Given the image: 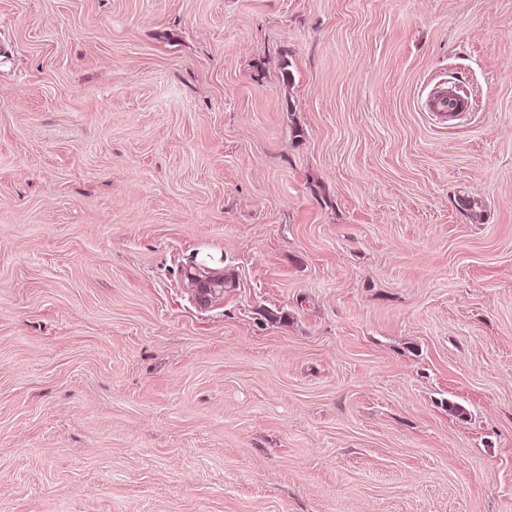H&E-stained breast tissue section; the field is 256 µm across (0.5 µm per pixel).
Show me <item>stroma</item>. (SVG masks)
Returning a JSON list of instances; mask_svg holds the SVG:
<instances>
[{"instance_id": "1", "label": "stroma", "mask_w": 512, "mask_h": 512, "mask_svg": "<svg viewBox=\"0 0 512 512\" xmlns=\"http://www.w3.org/2000/svg\"><path fill=\"white\" fill-rule=\"evenodd\" d=\"M0 44V512H512V0Z\"/></svg>"}]
</instances>
